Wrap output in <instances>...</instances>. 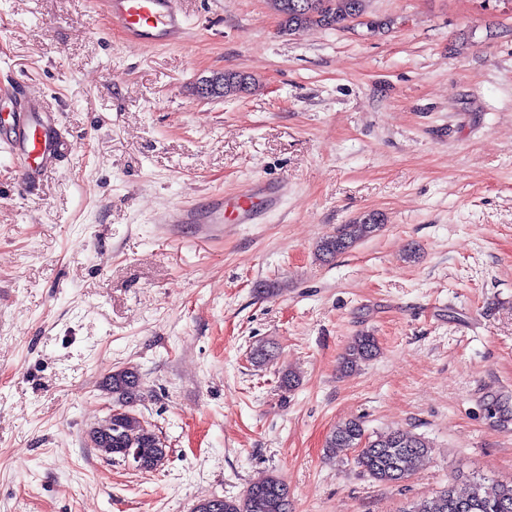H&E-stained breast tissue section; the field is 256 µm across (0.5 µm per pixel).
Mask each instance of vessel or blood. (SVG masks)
Returning a JSON list of instances; mask_svg holds the SVG:
<instances>
[{
    "label": "vessel or blood",
    "mask_w": 512,
    "mask_h": 512,
    "mask_svg": "<svg viewBox=\"0 0 512 512\" xmlns=\"http://www.w3.org/2000/svg\"><path fill=\"white\" fill-rule=\"evenodd\" d=\"M113 30L132 42L166 46L182 42L186 20L180 0H95ZM10 138L15 173L22 189L40 184L43 177L65 160L73 143L56 125L43 102L33 92L21 93L11 115ZM280 189L257 179L239 195L214 200L204 209L176 213L180 224H220L225 210L235 211L239 223H255L278 203Z\"/></svg>",
    "instance_id": "1"
}]
</instances>
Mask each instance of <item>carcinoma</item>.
I'll return each instance as SVG.
<instances>
[{"label":"carcinoma","mask_w":512,"mask_h":512,"mask_svg":"<svg viewBox=\"0 0 512 512\" xmlns=\"http://www.w3.org/2000/svg\"><path fill=\"white\" fill-rule=\"evenodd\" d=\"M279 17L280 29L290 35L311 27L345 28L355 17L367 11L368 0H269ZM250 77L237 71L224 72V95L247 90ZM382 228L378 217L367 213L350 224L341 225L336 234L318 243L317 256L329 261L356 244L376 235ZM379 347L375 336L362 333L354 337L342 356V367L353 369L373 359ZM141 379L134 368L112 373L105 389L112 394L113 407L121 409L112 422V435L104 444L112 456L123 457L130 450L140 457L141 470L151 471L161 465L168 450L154 430L146 426L131 410L139 397ZM327 453L339 448H357L356 464L369 478L379 483H397L412 474L417 462L429 452L428 444L407 431H390L371 439L361 421L348 420L331 432L326 440ZM194 512H292L288 487L276 475L250 485L237 499L205 498ZM405 512H512V483L502 484L493 492L475 481L468 491L457 492L448 486L431 499L413 504Z\"/></svg>","instance_id":"1"}]
</instances>
